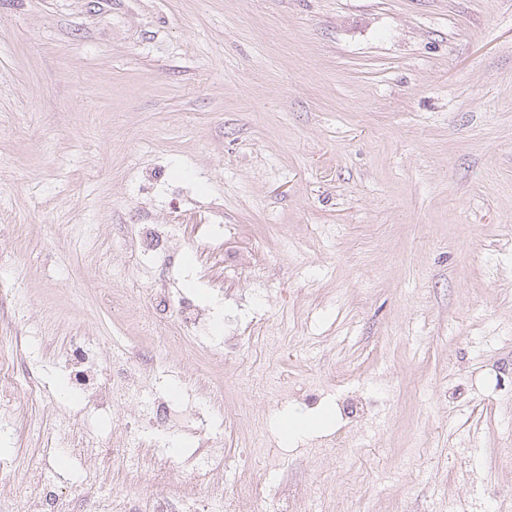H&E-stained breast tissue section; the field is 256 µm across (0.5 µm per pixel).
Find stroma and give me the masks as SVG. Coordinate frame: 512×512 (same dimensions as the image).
I'll return each mask as SVG.
<instances>
[{
    "label": "stroma",
    "mask_w": 512,
    "mask_h": 512,
    "mask_svg": "<svg viewBox=\"0 0 512 512\" xmlns=\"http://www.w3.org/2000/svg\"><path fill=\"white\" fill-rule=\"evenodd\" d=\"M144 212L175 265L129 264ZM181 301L206 324L73 429V347L111 377L181 335ZM251 332L283 342L225 350ZM0 365V512L36 474L55 502L163 497L154 459L198 448L226 512L257 416L266 504L512 512V0H0ZM202 365L253 417L194 434ZM163 394L173 439L148 423ZM121 424L141 439L116 458ZM200 464L207 478V492L211 496L220 495L222 498L224 491V459L217 456H207Z\"/></svg>",
    "instance_id": "obj_1"
}]
</instances>
